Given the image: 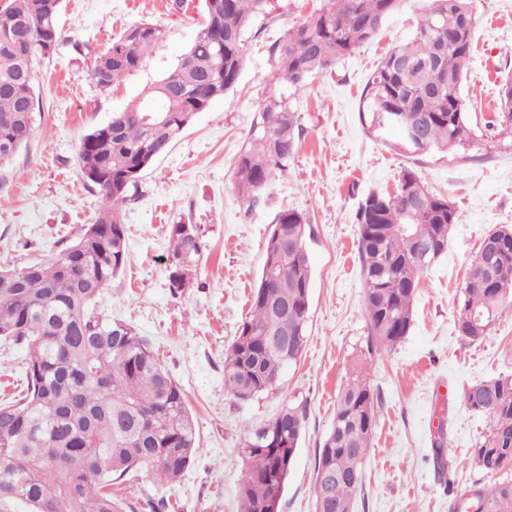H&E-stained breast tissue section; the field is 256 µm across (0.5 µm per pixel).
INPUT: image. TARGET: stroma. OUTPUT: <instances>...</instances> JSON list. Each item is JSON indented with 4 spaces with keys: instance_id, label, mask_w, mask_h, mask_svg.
Instances as JSON below:
<instances>
[{
    "instance_id": "obj_1",
    "label": "stroma",
    "mask_w": 512,
    "mask_h": 512,
    "mask_svg": "<svg viewBox=\"0 0 512 512\" xmlns=\"http://www.w3.org/2000/svg\"><path fill=\"white\" fill-rule=\"evenodd\" d=\"M320 5L273 0L245 33L235 86L142 172L122 209L128 262L96 307L148 339L185 393L199 446L176 483H157L143 470L126 477L121 495L134 512L161 500L169 502L168 512H238L242 441L288 404L303 406L306 417L279 512H315L316 453L333 426L340 392L362 366L379 401L354 512H453L454 488L496 480L470 461L489 419L465 405L462 393L477 381L512 375V303L503 304L477 343L459 335L455 320L481 241L512 225V143L487 134L449 152L413 156L397 149L396 133H374L363 119L371 74L412 35L423 0H405L332 73L292 91L303 133L298 152L256 201H242L234 189L236 158L276 68L273 45ZM474 7L473 57L462 94L470 124L482 128L497 110L501 80L512 75V0H475ZM141 22L161 31L153 54L138 72L101 89L90 75L92 59ZM202 24L201 0H63L61 39L37 70L33 136L0 169V267L49 260L95 222L101 199L82 179V138L166 75ZM406 168L454 202L457 221L447 253L420 279L409 333L394 349L373 350L356 213L370 192L395 193ZM287 208L309 217L308 341L277 388L241 402L224 387V352L249 312L271 225ZM174 224L194 226L205 243L188 288L177 293L169 281ZM440 424L448 441L443 476L431 447Z\"/></svg>"
}]
</instances>
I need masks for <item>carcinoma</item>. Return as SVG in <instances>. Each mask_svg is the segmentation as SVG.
Returning a JSON list of instances; mask_svg holds the SVG:
<instances>
[{"label": "carcinoma", "instance_id": "cac0c4a2", "mask_svg": "<svg viewBox=\"0 0 512 512\" xmlns=\"http://www.w3.org/2000/svg\"><path fill=\"white\" fill-rule=\"evenodd\" d=\"M404 0H321V6L274 45L277 72L288 84L269 91L235 165V190L244 201L297 153L302 130L288 89L333 68L370 40ZM413 37L393 48L372 75L364 117L381 133L395 117L419 129V143L396 147L418 155L450 151L478 136L462 97L473 49L472 0H425ZM62 0H7L0 9V167L33 135L36 66L56 49ZM270 0H204L205 24L162 79L145 87L121 112L87 133L78 152L82 176L101 197L96 221L51 260L0 268V340L25 348L26 393L0 403V512H126L112 487L144 469L161 483L178 481L198 451L183 389L164 369L147 339L132 325L97 314L96 300L128 261L121 210L140 174L164 154L200 112L232 88L244 62V34ZM160 31L150 23L128 28L94 60L91 77L108 89L138 70ZM426 61L420 73L398 62ZM164 104L168 121L149 118ZM492 131L512 139V78L502 82ZM456 223L452 201L428 189L411 169L397 191L368 194L357 212L368 342L391 349L408 334L421 274L448 248ZM308 217L296 209L277 214L251 301V314L224 353V387L248 401L273 388L306 342L312 269L305 246ZM429 239L417 251L411 234ZM296 250L281 253L277 234ZM494 256H476L464 286L456 328L471 343L487 335L512 298V228L492 231ZM177 260L197 261L205 248L171 228ZM288 328V335L276 330ZM465 404L488 415L487 434L472 463L491 473L512 471V376L468 386ZM306 417L299 405L245 436L239 457V512H279ZM376 427L374 393L356 374L338 396L333 428L316 457V472L334 475L314 487L316 512L354 509L362 465ZM484 512H512V476L475 488Z\"/></svg>", "mask_w": 512, "mask_h": 512}]
</instances>
